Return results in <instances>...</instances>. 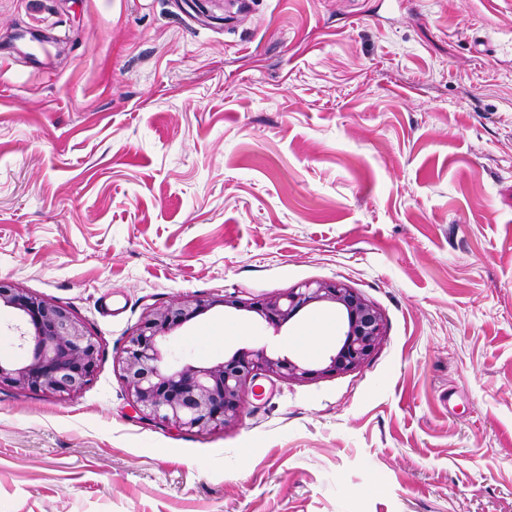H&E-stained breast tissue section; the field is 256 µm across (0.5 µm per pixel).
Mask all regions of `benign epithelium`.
Listing matches in <instances>:
<instances>
[{
  "instance_id": "1",
  "label": "benign epithelium",
  "mask_w": 512,
  "mask_h": 512,
  "mask_svg": "<svg viewBox=\"0 0 512 512\" xmlns=\"http://www.w3.org/2000/svg\"><path fill=\"white\" fill-rule=\"evenodd\" d=\"M336 309L344 331L336 350L319 363L240 348L223 359L194 363L173 359L161 342L216 306L255 313L280 328L313 305ZM11 316L7 329L12 357H0V386L73 397L90 383L99 344L68 308L32 291L0 281V312ZM385 336L382 312L355 289L336 281L307 282L284 294L255 300L236 294L194 295L151 309L121 351V370L132 407L145 421L179 430L210 433L236 423L256 381L274 377L307 382L361 366Z\"/></svg>"
}]
</instances>
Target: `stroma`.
<instances>
[{
    "mask_svg": "<svg viewBox=\"0 0 512 512\" xmlns=\"http://www.w3.org/2000/svg\"><path fill=\"white\" fill-rule=\"evenodd\" d=\"M0 280L100 346L77 396L0 388V512H512V0H0ZM311 281L383 313L361 367L138 418L149 308ZM334 313L167 346L315 362ZM335 330V322L322 320L311 329L299 334L296 339H289L288 344L294 348H301L306 351H313L323 344Z\"/></svg>",
    "mask_w": 512,
    "mask_h": 512,
    "instance_id": "35a3bbf8",
    "label": "stroma"
}]
</instances>
